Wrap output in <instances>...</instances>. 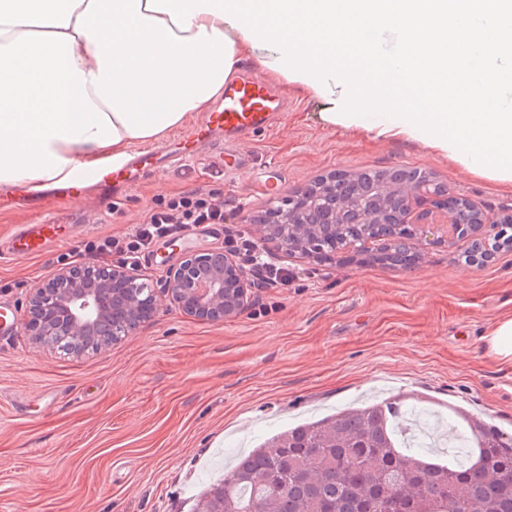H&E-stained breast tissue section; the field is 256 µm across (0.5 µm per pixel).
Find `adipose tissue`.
Wrapping results in <instances>:
<instances>
[{"label":"adipose tissue","mask_w":512,"mask_h":512,"mask_svg":"<svg viewBox=\"0 0 512 512\" xmlns=\"http://www.w3.org/2000/svg\"><path fill=\"white\" fill-rule=\"evenodd\" d=\"M146 3L0 0V189L125 162L221 98L243 59L278 57L220 17L183 32Z\"/></svg>","instance_id":"adipose-tissue-1"}]
</instances>
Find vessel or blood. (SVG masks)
<instances>
[{
  "label": "vessel or blood",
  "mask_w": 512,
  "mask_h": 512,
  "mask_svg": "<svg viewBox=\"0 0 512 512\" xmlns=\"http://www.w3.org/2000/svg\"><path fill=\"white\" fill-rule=\"evenodd\" d=\"M280 108V101L262 81L242 75L225 86L220 104L206 113L203 121L181 139L177 147L142 153L122 166L100 169L98 175L119 189L153 172L160 161L166 162L171 170L186 167L195 157L198 146L211 141L216 132L233 138L270 131L272 116ZM70 232V225L53 219L18 226L8 237L7 255L13 259L40 255L50 246L67 240Z\"/></svg>",
  "instance_id": "1"
}]
</instances>
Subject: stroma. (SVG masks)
<instances>
[{
    "instance_id": "stroma-1",
    "label": "stroma",
    "mask_w": 512,
    "mask_h": 512,
    "mask_svg": "<svg viewBox=\"0 0 512 512\" xmlns=\"http://www.w3.org/2000/svg\"><path fill=\"white\" fill-rule=\"evenodd\" d=\"M287 107L268 133L236 142L250 163L216 178L203 161L156 171L131 188L89 184L81 209H21L0 192V241L44 216L86 223L42 256L0 257V299L24 311L61 254L129 232L161 198L194 189L224 195L225 233H256L243 214L267 206L265 181L287 191L334 170L417 169L490 216L512 210V188L463 174L422 146L378 143L323 127L314 102L277 84ZM414 268L319 263L272 242L295 275L285 288L249 287L221 323L166 299L120 343L65 356L17 332L0 336V512H194L218 457L233 459L279 429L375 396L417 406L404 429L432 432L449 408L512 432V361L488 333L512 317V250L468 265L467 240L414 236Z\"/></svg>"
}]
</instances>
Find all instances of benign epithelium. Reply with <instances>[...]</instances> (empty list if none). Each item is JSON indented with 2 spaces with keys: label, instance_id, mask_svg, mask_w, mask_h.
<instances>
[{
  "label": "benign epithelium",
  "instance_id": "1",
  "mask_svg": "<svg viewBox=\"0 0 512 512\" xmlns=\"http://www.w3.org/2000/svg\"><path fill=\"white\" fill-rule=\"evenodd\" d=\"M322 187L334 194V203L320 208L310 187H299L275 198L277 207H266L259 214L243 215L246 224H303L310 213L320 212L321 224H410L420 234L443 217L441 225L448 243L459 234L468 236L474 251L482 249L495 224H511L512 214L500 221L489 218L466 198L454 194L443 184L424 179L413 184L383 183L381 198L398 199L397 208L385 207L363 218L356 192L347 187ZM146 284L133 271L114 267L88 269L65 267L50 281L33 289L22 317V325L32 336H74L84 341H103L107 328L112 339L122 340L141 323L156 317L161 310V295L149 289L146 298L130 294L120 305L125 319L112 322V289L144 288ZM164 292L179 305L189 304L187 312L213 322L236 316L244 307L246 283L243 272L222 251L189 255L170 272Z\"/></svg>",
  "mask_w": 512,
  "mask_h": 512
}]
</instances>
